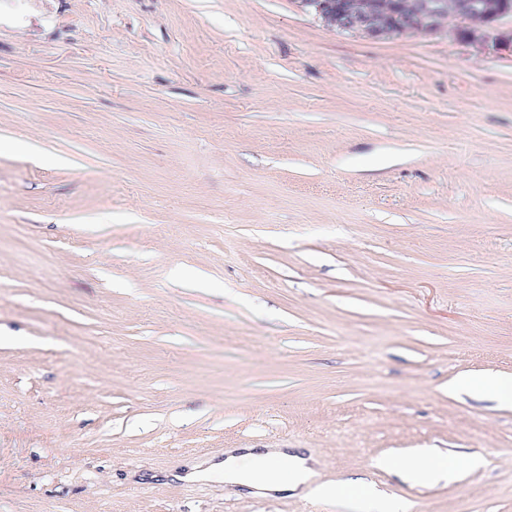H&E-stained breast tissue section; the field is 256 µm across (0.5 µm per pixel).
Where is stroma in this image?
<instances>
[{
    "mask_svg": "<svg viewBox=\"0 0 512 512\" xmlns=\"http://www.w3.org/2000/svg\"><path fill=\"white\" fill-rule=\"evenodd\" d=\"M512 46L298 0H0V512H332L192 482L289 448L512 512ZM470 470L413 486L385 457ZM336 1V2H335ZM303 0L302 5L314 12L316 15L323 17L324 20H331L340 30L353 32L362 30L372 36H383L385 31L375 25L369 26L370 22L377 16L388 14L390 4L384 0H360L369 1V6L365 11L351 8L344 12L336 20V3L344 1L347 4L350 0ZM461 385L501 403L512 405V377L484 376L477 379H466Z\"/></svg>",
    "mask_w": 512,
    "mask_h": 512,
    "instance_id": "35a3bbf8",
    "label": "stroma"
}]
</instances>
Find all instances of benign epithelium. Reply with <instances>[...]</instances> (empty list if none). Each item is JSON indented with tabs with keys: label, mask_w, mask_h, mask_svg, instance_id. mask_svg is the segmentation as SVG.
Segmentation results:
<instances>
[{
	"label": "benign epithelium",
	"mask_w": 512,
	"mask_h": 512,
	"mask_svg": "<svg viewBox=\"0 0 512 512\" xmlns=\"http://www.w3.org/2000/svg\"><path fill=\"white\" fill-rule=\"evenodd\" d=\"M302 5L316 15L333 21L341 30H362L372 36L385 34V31L371 24V21L377 16L389 13L390 7L386 0H369L366 10L352 8L338 17L334 0H302ZM508 14L506 8L491 14L476 0H463L452 10L448 9V0H415L413 9L401 15L393 33L403 34L418 30L432 32L438 29L439 20L446 18L448 23L455 25L459 33L467 39L479 38L483 41L497 42L499 38L494 36L497 21Z\"/></svg>",
	"instance_id": "1"
}]
</instances>
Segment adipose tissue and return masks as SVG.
<instances>
[{
	"mask_svg": "<svg viewBox=\"0 0 512 512\" xmlns=\"http://www.w3.org/2000/svg\"><path fill=\"white\" fill-rule=\"evenodd\" d=\"M473 457L448 460L428 453L413 455L409 461L387 459L386 467L401 469L414 484L449 472L474 466ZM313 471L307 458L284 448H235L227 452L222 463L191 471L194 479H220L227 490L242 489L254 494H269L286 489L313 495L328 503L347 505L348 512H369L374 494L356 483L312 484Z\"/></svg>",
	"mask_w": 512,
	"mask_h": 512,
	"instance_id": "1",
	"label": "adipose tissue"
}]
</instances>
